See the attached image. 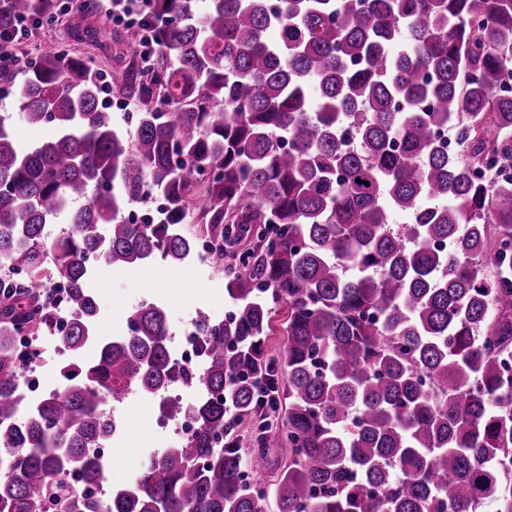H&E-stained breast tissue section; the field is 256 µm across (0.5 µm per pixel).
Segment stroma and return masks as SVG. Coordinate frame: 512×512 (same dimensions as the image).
I'll return each instance as SVG.
<instances>
[{
	"instance_id": "35a3bbf8",
	"label": "stroma",
	"mask_w": 512,
	"mask_h": 512,
	"mask_svg": "<svg viewBox=\"0 0 512 512\" xmlns=\"http://www.w3.org/2000/svg\"><path fill=\"white\" fill-rule=\"evenodd\" d=\"M140 38L138 25L108 20L101 7L90 11L75 8L58 16L54 23L32 27L25 38L15 44L14 50L20 57L35 59L44 44L56 43L91 58L95 67L108 78L114 71L132 64ZM27 76V69L18 68L12 71L8 81H0V119L14 128L17 143L22 147L53 133L52 127L33 129L24 120L20 91ZM170 268L173 267L169 262L158 258L134 270L109 267L98 271L90 282L102 313L96 326L97 336L107 339L123 334L126 317L144 301L166 310L170 331L175 335L191 326L197 311L205 310L214 316L223 312L227 304L223 270L193 259L176 267L180 276L172 282L167 277ZM155 411L152 398L136 393L114 405L113 413L123 424L127 444L125 448L113 449V458L105 468L106 483L115 487L131 483L150 452L159 449L161 443L176 441L173 428L158 431ZM124 452L134 458L133 467L118 468L116 459Z\"/></svg>"
}]
</instances>
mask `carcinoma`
Returning <instances> with one entry per match:
<instances>
[{"label": "carcinoma", "mask_w": 512, "mask_h": 512, "mask_svg": "<svg viewBox=\"0 0 512 512\" xmlns=\"http://www.w3.org/2000/svg\"><path fill=\"white\" fill-rule=\"evenodd\" d=\"M199 2L149 0L157 50L112 74L144 105L135 139L99 71L56 45L21 91L53 136L21 150L0 120V512H266L263 483L277 512H512V0ZM61 9L4 0L0 32ZM157 196L160 220L122 216ZM195 222L234 307L195 318L202 364L174 365L155 303L97 339L96 272L196 257ZM279 311L288 403L274 395L268 435L252 374L277 372ZM21 329L57 330L69 354L65 386L23 413ZM134 391L195 430L94 498L106 400ZM244 418L260 430L246 470L224 443ZM270 446L284 464L266 480Z\"/></svg>", "instance_id": "1"}]
</instances>
